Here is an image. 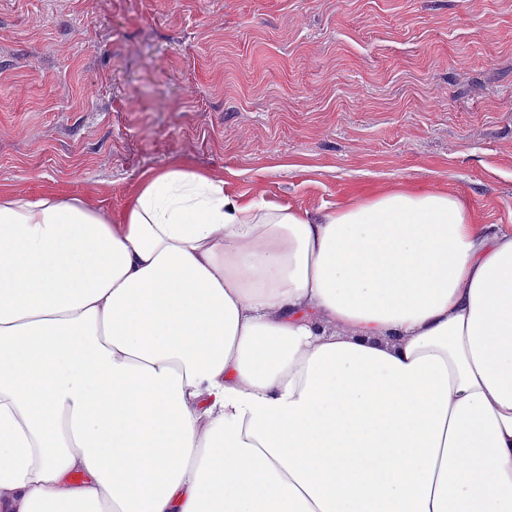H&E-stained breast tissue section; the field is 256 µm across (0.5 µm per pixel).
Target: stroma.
Wrapping results in <instances>:
<instances>
[{"mask_svg":"<svg viewBox=\"0 0 512 512\" xmlns=\"http://www.w3.org/2000/svg\"><path fill=\"white\" fill-rule=\"evenodd\" d=\"M317 216L512 228V0H0V182L120 214L170 164Z\"/></svg>","mask_w":512,"mask_h":512,"instance_id":"1","label":"stroma"}]
</instances>
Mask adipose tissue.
<instances>
[{
	"label": "adipose tissue",
	"instance_id": "adipose-tissue-1",
	"mask_svg": "<svg viewBox=\"0 0 512 512\" xmlns=\"http://www.w3.org/2000/svg\"><path fill=\"white\" fill-rule=\"evenodd\" d=\"M0 512H512V230L0 183Z\"/></svg>",
	"mask_w": 512,
	"mask_h": 512
}]
</instances>
